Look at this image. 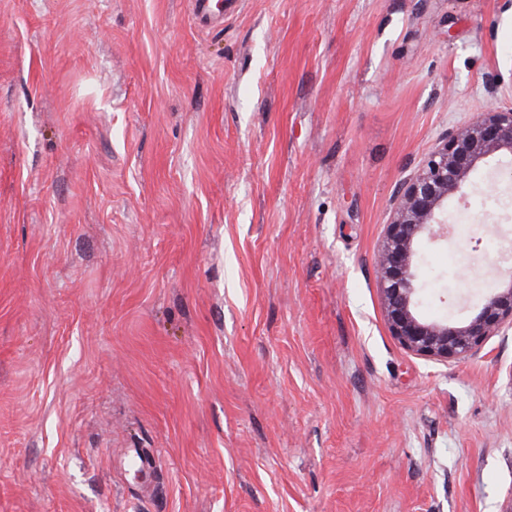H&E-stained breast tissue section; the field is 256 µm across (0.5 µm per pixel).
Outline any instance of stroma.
I'll return each instance as SVG.
<instances>
[{
  "label": "stroma",
  "mask_w": 512,
  "mask_h": 512,
  "mask_svg": "<svg viewBox=\"0 0 512 512\" xmlns=\"http://www.w3.org/2000/svg\"><path fill=\"white\" fill-rule=\"evenodd\" d=\"M512 109L507 0H0V512H512V328L391 335L375 255ZM419 245L472 316L512 163Z\"/></svg>",
  "instance_id": "1"
}]
</instances>
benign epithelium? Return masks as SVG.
I'll return each mask as SVG.
<instances>
[{"mask_svg":"<svg viewBox=\"0 0 512 512\" xmlns=\"http://www.w3.org/2000/svg\"><path fill=\"white\" fill-rule=\"evenodd\" d=\"M504 158L512 160V109L482 112L449 130L395 195L393 217L385 225L376 266L389 329L405 349L418 356L464 359L503 324H512L509 266L500 271L499 287L466 320H431L419 310L418 242L424 237L441 241L452 236L448 203L479 167Z\"/></svg>","mask_w":512,"mask_h":512,"instance_id":"obj_1","label":"benign epithelium"}]
</instances>
